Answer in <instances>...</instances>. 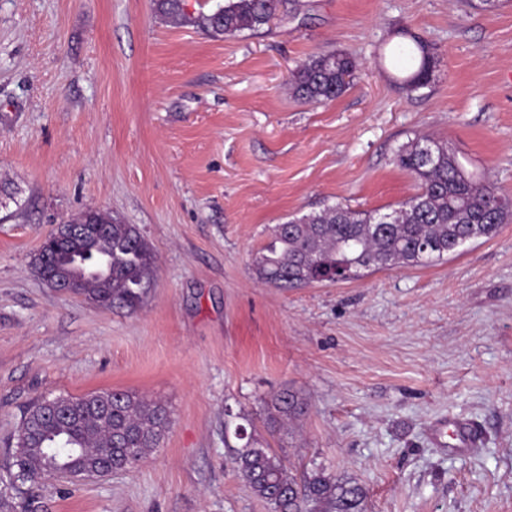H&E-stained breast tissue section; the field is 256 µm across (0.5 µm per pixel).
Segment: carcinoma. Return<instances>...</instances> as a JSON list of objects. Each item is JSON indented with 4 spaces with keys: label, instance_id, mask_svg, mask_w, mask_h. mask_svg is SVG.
Instances as JSON below:
<instances>
[{
    "label": "carcinoma",
    "instance_id": "cac0c4a2",
    "mask_svg": "<svg viewBox=\"0 0 512 512\" xmlns=\"http://www.w3.org/2000/svg\"><path fill=\"white\" fill-rule=\"evenodd\" d=\"M156 9L182 24H196L214 36H234L269 24L287 0H225L211 14L190 17L181 0H155ZM408 42L399 47L405 75L403 87L419 90L432 81L438 61L433 47L404 30ZM355 61L342 53L314 56L293 74V93L309 101L325 102L349 86ZM398 165L410 172L417 192L391 209L394 223L379 228L380 210H355L336 204L320 212L277 224L269 242L255 258L258 278L284 287L319 281H349L365 274L399 267L424 266L459 253L464 244L494 237L512 221V197L475 178L447 143L417 136L397 152ZM73 225L100 224L94 235H69L45 242L32 260L41 278L54 286L77 284L76 294L104 307L139 305L151 287L155 254L132 224L108 212L86 210L69 220ZM49 251L53 265L43 262ZM77 407L60 415L62 407L45 401L32 403L16 435L12 462L0 474V512H34L35 506L16 505L27 482L48 480L58 473L82 477L97 473L100 461L118 470L135 468L159 446L169 423L160 403L133 393L106 390L76 399ZM273 428L308 413V403L287 391L271 400ZM244 445L234 458L236 470L251 492L271 512H366V493L355 481L317 469L303 478V488L286 468L282 456L240 427Z\"/></svg>",
    "mask_w": 512,
    "mask_h": 512
}]
</instances>
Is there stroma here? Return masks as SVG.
Masks as SVG:
<instances>
[{
  "mask_svg": "<svg viewBox=\"0 0 512 512\" xmlns=\"http://www.w3.org/2000/svg\"><path fill=\"white\" fill-rule=\"evenodd\" d=\"M439 57L401 83V30ZM357 67L311 102L291 74ZM448 143L512 197V0H288L262 30L214 37L154 0H0V473L26 408L132 392L171 415L159 448L103 478L28 483L37 512H270L239 476L235 412L295 477L316 466L367 512H512V223L428 266L281 288L253 261L274 225L416 193L398 148ZM100 209L157 255L135 309L49 288L30 261ZM310 405L270 431L271 399ZM466 421L475 448L431 434ZM355 68V61L342 53L314 56L292 74L290 87L302 99L331 101L347 89Z\"/></svg>",
  "mask_w": 512,
  "mask_h": 512,
  "instance_id": "stroma-1",
  "label": "stroma"
}]
</instances>
